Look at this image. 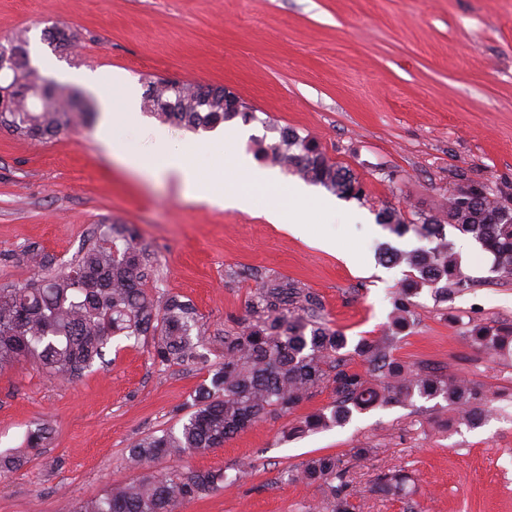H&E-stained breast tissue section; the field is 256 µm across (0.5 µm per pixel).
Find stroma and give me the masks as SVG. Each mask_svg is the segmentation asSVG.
I'll use <instances>...</instances> for the list:
<instances>
[{"label": "stroma", "instance_id": "obj_1", "mask_svg": "<svg viewBox=\"0 0 512 512\" xmlns=\"http://www.w3.org/2000/svg\"><path fill=\"white\" fill-rule=\"evenodd\" d=\"M63 24L80 52L45 49L39 71L62 81L71 70L117 71L138 89L156 78L221 85L252 105L255 121L233 127L274 143L281 129L317 139L362 183L363 201L337 200L317 238L269 223L260 210H219L186 200L117 166L101 148L98 121L49 141L0 128V285L26 283L29 252L61 269L82 253L102 222L135 225L153 261L154 298L177 295L196 309L207 336L245 314L260 280L296 283L351 340L387 328L408 268L378 261L387 244L427 249L396 236L377 214L437 213L460 186L482 182L512 196V0H0V37ZM447 237L467 287L447 300L422 288L413 327L393 355L483 386L490 408L477 428L451 424L433 403L374 407L342 427L290 435L328 405L319 388L285 416L260 421L224 447L155 469L241 472L233 486L186 501L180 512H310L320 490L287 483L286 469L310 456L339 455L360 512H512V361L471 347L469 324H512V278L471 236ZM354 252L347 263L344 252ZM151 340L118 338L82 377L63 382L32 362L0 371V452L25 445L29 429L51 430L23 469L0 478V512H66L69 503L137 479L127 448L178 427L217 362L215 351L181 364L155 362ZM363 446L373 456L356 460ZM414 480L401 500L373 493L378 475Z\"/></svg>", "mask_w": 512, "mask_h": 512}]
</instances>
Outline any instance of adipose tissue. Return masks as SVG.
I'll list each match as a JSON object with an SVG mask.
<instances>
[{"label": "adipose tissue", "instance_id": "ef3b65f1", "mask_svg": "<svg viewBox=\"0 0 512 512\" xmlns=\"http://www.w3.org/2000/svg\"><path fill=\"white\" fill-rule=\"evenodd\" d=\"M69 79L97 98L102 112L99 141L118 164L154 182H174L185 198L222 210H248L258 194H266L270 203L264 212L265 218L274 224L290 225L292 230L302 235L307 234L309 225L321 220V211L307 206L309 189L304 183L294 182L288 186V193L299 201V208H288L279 200L278 170L254 166L245 155L236 153L237 131H225L222 138L209 144L212 151L224 156L230 167L248 173L246 182L228 185L219 167L197 163L198 144L178 141L165 128L153 129L148 146L149 158L143 159L118 148L117 133L130 117L140 112L136 89L122 78L96 70L74 72Z\"/></svg>", "mask_w": 512, "mask_h": 512}]
</instances>
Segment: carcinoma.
I'll return each mask as SVG.
<instances>
[{
  "label": "carcinoma",
  "mask_w": 512,
  "mask_h": 512,
  "mask_svg": "<svg viewBox=\"0 0 512 512\" xmlns=\"http://www.w3.org/2000/svg\"><path fill=\"white\" fill-rule=\"evenodd\" d=\"M76 34L54 26L43 40L59 50L76 43ZM12 67L3 74L0 127L32 139H49L93 114L77 88L47 80L30 64L29 37L20 31L7 39ZM144 110L177 128L210 129L237 117L255 120L250 112L224 107V87L159 79L147 84ZM257 152L287 172L320 184L334 194L357 201L362 187L350 170L331 161L319 143L295 130L280 131V140ZM379 223L402 236L413 230L436 241L430 249L387 250L386 264H405L410 274L398 288L390 333L360 339L353 353L369 365L361 373L343 364L340 351L349 345L341 331L320 314L315 295L273 280L261 281L246 304V316L224 333V354L213 364L210 382L199 386L192 403L182 407L178 429L151 433L131 445L128 467L142 471L138 480L113 486L78 502L70 512H179L184 501L239 480L223 469L158 474L160 459L182 461L221 448L224 442L271 415L285 416L313 390L333 385L334 398L318 412L291 427L305 433L343 427L354 414L376 405H414L442 399L458 423L475 428L485 418L482 388L468 380L430 371H416L393 357L396 335L411 327V298L424 287L448 299V287L461 288L458 261L448 243L446 226L472 235L494 257L495 269L512 277V200L493 194L481 183H470L448 196L441 215L407 219L393 208L378 213ZM23 286H0V371L23 359L34 360L49 376L73 381L104 359L112 337H151V353L162 364H180L200 357L204 337L192 338L197 314L177 295L157 304L147 283L152 275L148 254L137 243L136 231L124 224H102L94 241L77 260L56 272L44 262ZM465 339L475 349L512 358V325L475 323ZM49 435L42 426L28 433L26 448L0 452V475L22 469L31 453ZM290 482L318 487L328 512H358L348 489L346 469L334 454L308 458L299 470L286 471ZM410 477L403 473L378 478L373 492L386 499L408 494Z\"/></svg>",
  "instance_id": "carcinoma-1"
}]
</instances>
